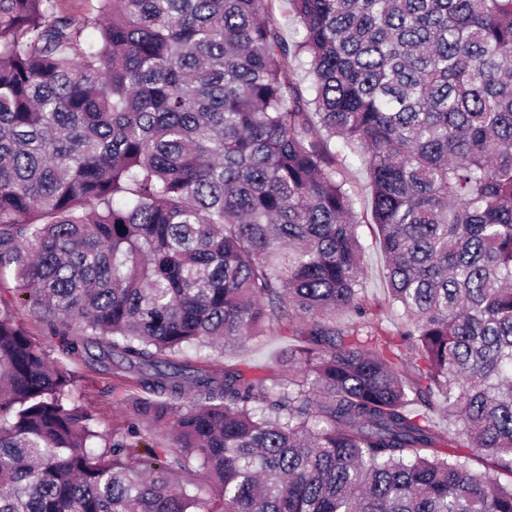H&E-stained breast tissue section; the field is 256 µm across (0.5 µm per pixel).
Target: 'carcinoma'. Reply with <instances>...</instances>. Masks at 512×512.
<instances>
[{"label":"carcinoma","instance_id":"carcinoma-1","mask_svg":"<svg viewBox=\"0 0 512 512\" xmlns=\"http://www.w3.org/2000/svg\"><path fill=\"white\" fill-rule=\"evenodd\" d=\"M60 2L0 0V272L63 354L0 298V512H512V0H289L291 43L273 0ZM351 154L405 356L336 326ZM271 328L286 380L185 355ZM70 360L158 399L103 433Z\"/></svg>","mask_w":512,"mask_h":512}]
</instances>
